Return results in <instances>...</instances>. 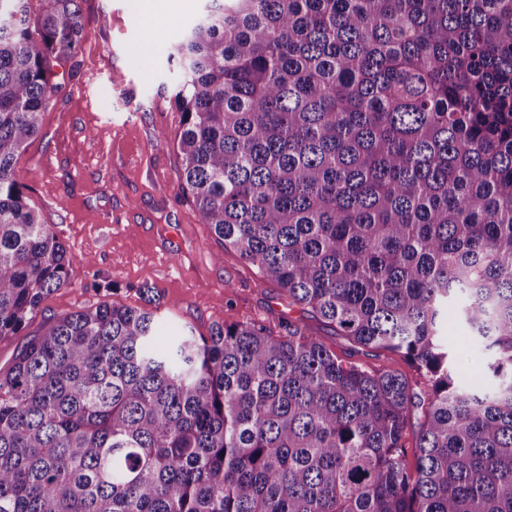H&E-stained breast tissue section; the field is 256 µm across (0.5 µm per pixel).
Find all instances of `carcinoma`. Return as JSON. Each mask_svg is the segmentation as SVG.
Instances as JSON below:
<instances>
[{
    "mask_svg": "<svg viewBox=\"0 0 512 512\" xmlns=\"http://www.w3.org/2000/svg\"><path fill=\"white\" fill-rule=\"evenodd\" d=\"M206 2L175 54L199 223L415 376L300 320L159 347L101 301L0 370V512H512V0ZM83 31L78 0H0V339L70 285L17 166ZM450 305L492 385L449 369Z\"/></svg>",
    "mask_w": 512,
    "mask_h": 512,
    "instance_id": "obj_1",
    "label": "carcinoma"
}]
</instances>
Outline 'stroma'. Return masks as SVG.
<instances>
[{
  "mask_svg": "<svg viewBox=\"0 0 512 512\" xmlns=\"http://www.w3.org/2000/svg\"><path fill=\"white\" fill-rule=\"evenodd\" d=\"M81 7L82 46L56 67L61 88L18 171L31 205L71 256V283L44 300L25 334L0 340V367L46 319L110 298L143 307L136 288L147 281L161 295L160 334L175 327L205 336L217 324L255 321L280 336L301 319L346 361L409 372L399 356L352 344L289 306L280 288L261 282L234 251H221L182 194L170 56L204 0L175 16L164 0H82ZM447 336L457 379L479 381L487 351L463 325L449 323Z\"/></svg>",
  "mask_w": 512,
  "mask_h": 512,
  "instance_id": "obj_1",
  "label": "stroma"
}]
</instances>
